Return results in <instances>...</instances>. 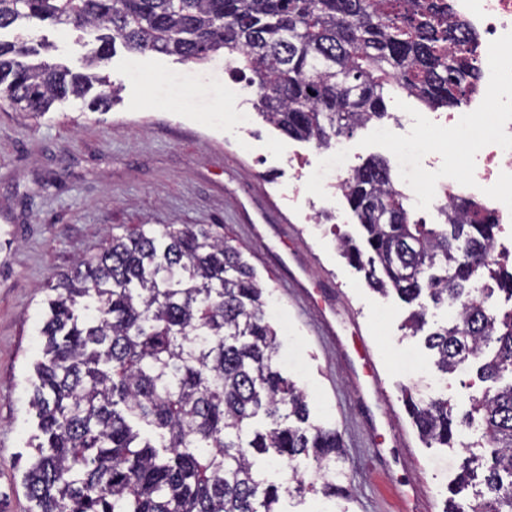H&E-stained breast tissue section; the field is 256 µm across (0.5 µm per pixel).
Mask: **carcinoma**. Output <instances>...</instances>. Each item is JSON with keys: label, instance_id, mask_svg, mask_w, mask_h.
<instances>
[{"label": "carcinoma", "instance_id": "obj_1", "mask_svg": "<svg viewBox=\"0 0 512 512\" xmlns=\"http://www.w3.org/2000/svg\"><path fill=\"white\" fill-rule=\"evenodd\" d=\"M23 19L111 31L88 73L38 58L22 39L0 41V99L37 115L96 84L91 107H109L116 89L95 69L117 39L134 53L233 58L252 74L263 119L324 148L383 118L392 90L453 109L479 80L475 47L448 25L445 0H0V29ZM345 199L364 238L339 237L345 257L375 291L415 306L414 336L428 323L423 298L454 309L425 345L442 373L474 371L484 383L461 415L446 397L407 396L428 444L478 432L451 492L474 481L479 490L449 499L447 512H512V308L473 301L499 290L512 302V271L490 253L501 226L475 209L417 221L382 158L354 170ZM41 319L29 401L40 442L25 470L35 512H281L283 497L353 500L341 433L314 422L305 390L277 369L263 289L211 225L140 224L108 237L58 276ZM256 455L285 461L288 478L265 483ZM300 457L321 487L294 468Z\"/></svg>", "mask_w": 512, "mask_h": 512}]
</instances>
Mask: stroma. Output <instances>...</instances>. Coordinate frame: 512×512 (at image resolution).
<instances>
[{
  "instance_id": "1",
  "label": "stroma",
  "mask_w": 512,
  "mask_h": 512,
  "mask_svg": "<svg viewBox=\"0 0 512 512\" xmlns=\"http://www.w3.org/2000/svg\"><path fill=\"white\" fill-rule=\"evenodd\" d=\"M99 29L17 22L0 40L24 39L46 59L85 71ZM118 97L106 110L85 98L56 101L35 117L0 102V503L5 512H31L23 481L37 432L29 408L34 363L41 357L40 308L56 274L99 252L106 234L139 224H213L254 268L268 313L279 329L285 376L309 396L313 418L338 428L354 500L350 512H394L393 486L412 483L428 512H442L462 446L427 447L410 418L403 390L423 397L441 383L456 411L469 408L474 379L443 375L419 336L402 328L410 308L396 294L370 288L335 243L357 235L348 205H314L327 232L310 236L281 189L294 177L281 157L295 154L319 169L314 143L281 134L254 118L253 144L224 134V88L236 81L253 96L247 77L225 73L223 58L184 62L156 52L132 53L115 44L99 69ZM267 154L259 164L258 154ZM302 273L301 286L291 274ZM313 297L302 307L299 288ZM336 316L337 342L317 333L320 313ZM357 317L373 352L386 402L366 392L359 344L348 322ZM412 351L422 370L396 360Z\"/></svg>"
}]
</instances>
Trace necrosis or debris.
I'll use <instances>...</instances> for the list:
<instances>
[{
	"label": "necrosis or debris",
	"mask_w": 512,
	"mask_h": 512,
	"mask_svg": "<svg viewBox=\"0 0 512 512\" xmlns=\"http://www.w3.org/2000/svg\"><path fill=\"white\" fill-rule=\"evenodd\" d=\"M451 22L461 24L475 46L481 75L476 90L451 112L391 115L373 126L383 143L393 145L398 162L417 159L423 171L447 166L446 181L412 182V211L422 215L466 199L481 205L497 224H512V0H449ZM431 129L437 139L477 144L462 157L425 154L419 135ZM330 173L322 198L336 202L354 167L344 141L326 151Z\"/></svg>",
	"instance_id": "obj_1"
}]
</instances>
